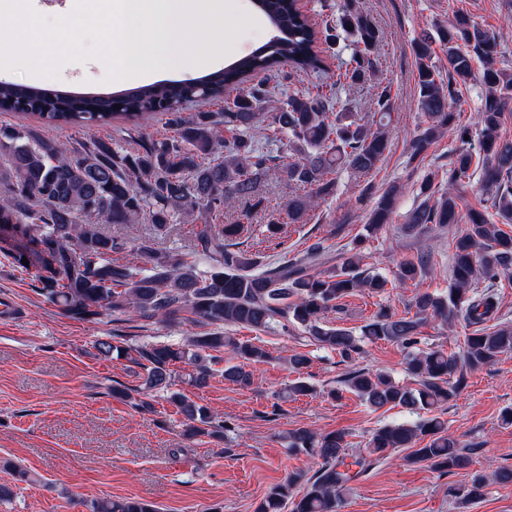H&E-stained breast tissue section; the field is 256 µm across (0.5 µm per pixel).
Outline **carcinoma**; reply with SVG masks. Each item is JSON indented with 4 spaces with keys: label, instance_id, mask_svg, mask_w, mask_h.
<instances>
[{
    "label": "carcinoma",
    "instance_id": "obj_1",
    "mask_svg": "<svg viewBox=\"0 0 512 512\" xmlns=\"http://www.w3.org/2000/svg\"><path fill=\"white\" fill-rule=\"evenodd\" d=\"M278 32L276 40L239 59L231 67L210 72L181 91L174 83L137 87L109 96L74 95L39 87L0 82V109L14 111L22 98L27 109L22 122L0 127V237L22 244L14 263L39 283L38 293L73 319L92 321L108 316L179 324L186 320L214 327L204 336H191L181 345L145 342L134 348L98 341L106 357L126 355L144 372V386L165 392L184 417V436L224 440V418L171 390L172 367L186 360L195 364L189 375L206 382L213 366L224 364V379L247 387L252 383L248 363L269 358L261 345L224 335L226 327L253 330L300 328L315 345L341 357L349 370L345 390L374 409L400 406L416 420L374 429L366 453L346 461L349 448L340 431L320 434L299 428L289 433L288 447L317 459L313 475L298 472L274 486L256 512H338L349 483L381 457L410 448V461L445 473L471 466V449L448 435V422L435 410L454 400L464 386L465 373L490 366L512 354V326L487 325L499 301L492 287L512 275V234L489 222L492 209L503 224H512V138L503 134L506 109L512 103V72L500 67L503 44L493 31L480 26L470 13L457 10L446 24L423 30L414 40L417 106L424 118L410 142V158L425 153L447 130L459 140L471 135L455 127L461 106L460 88L478 81L486 90L479 112V152L459 150L448 163V188L433 198L435 173H428L417 190L420 202L406 215L403 231L422 236L433 225L463 224L452 239L450 283L442 292L415 297L414 312L400 315L381 307L360 333L323 321L336 302L357 292L379 296L388 280L362 267L363 241L338 267L309 273L301 261L265 267L257 256L236 249L237 239L251 226L241 222L216 224L227 212L248 217L261 211L266 237L280 235V214L267 209L265 188L285 181L292 188L286 216L290 224L306 223L309 213L336 186L332 175L346 170L354 177L371 175L383 160L390 139L395 98L379 78L380 34L363 13L358 0H343L336 26L325 41L347 43L352 52L329 67L319 47V32L297 0H255ZM446 48L448 75L433 61L432 44ZM481 69H474V62ZM313 72L326 81L298 88L280 98L265 76L283 71ZM364 86L377 112L366 119L341 101L345 87ZM236 93L222 112L210 107ZM194 101L201 111L180 112ZM119 109H114V106ZM160 114L173 136L143 139L134 152L112 138H89L70 145L46 138L23 122L27 117L52 124L91 129L116 117L137 122ZM480 172L479 206L466 203L475 172ZM399 186L391 184L377 197L366 216L368 235L391 223ZM147 214L154 236L131 245L105 224H132ZM175 224L195 226L194 243L186 253L161 249ZM30 247L35 262L24 265ZM133 252L138 262L117 258ZM433 252L423 249L399 262L396 281L405 284L432 269ZM461 319L472 327L462 353L427 347L421 328L429 321L444 324ZM392 343L404 353L405 369L416 386L396 382L389 374L358 365L364 345ZM492 483L512 484V469L492 474L472 470L462 487L448 495L460 509L481 499ZM304 486L301 497L294 496ZM91 512H157L134 499L99 500Z\"/></svg>",
    "mask_w": 512,
    "mask_h": 512
}]
</instances>
